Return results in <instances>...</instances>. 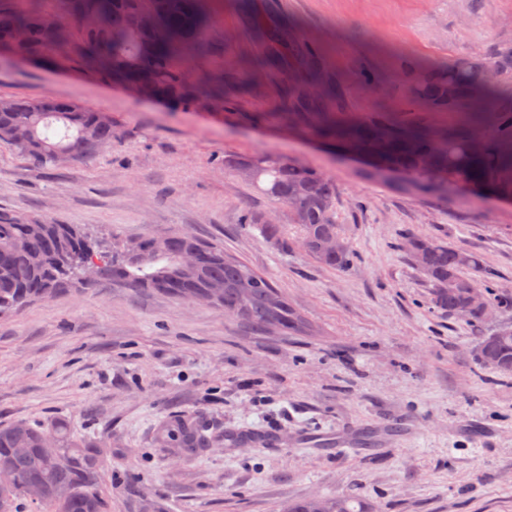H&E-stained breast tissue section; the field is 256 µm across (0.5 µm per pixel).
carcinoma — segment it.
<instances>
[{"label":"carcinoma","mask_w":512,"mask_h":512,"mask_svg":"<svg viewBox=\"0 0 512 512\" xmlns=\"http://www.w3.org/2000/svg\"><path fill=\"white\" fill-rule=\"evenodd\" d=\"M209 0H66V21L41 10L36 0H15L0 6V47L14 60L74 58L86 71L114 83L146 85L163 99L185 106L201 100L232 104L255 89L256 72L283 66L277 54L226 80L205 74L193 81L180 59L206 46ZM155 15L149 29L134 26L132 16ZM270 45L288 43V53L304 58L308 67L301 82L283 84L281 94L291 107L277 119L303 125L318 139L353 144L380 162L397 168L415 186L434 176L465 190L496 197L512 196V102L497 88L512 82V44L491 52L476 50L448 63L435 75L423 73L415 92L432 105L466 107L478 114L488 136L483 149L470 150L478 139L466 129L437 131L423 123L391 124L380 116L356 123L342 120L328 107L338 90L315 67L317 48L287 38L263 19L254 21ZM0 110V140L26 156L59 164L82 159L112 144V123L76 102L52 96L7 99ZM233 169H251L249 181L285 209L287 223L300 231L302 248L318 264L345 268L351 251L324 250L340 235L336 224V183L317 171L271 154L229 161ZM265 213L248 210L243 223L255 224L269 240H279L281 225L263 220ZM420 235L407 233L403 245L432 287V301L451 312L464 301V289L481 287L493 276L480 256L467 249L434 241L427 252L417 248ZM89 273L86 287L107 282L120 288H153L176 298L224 309V315L266 334L303 335L309 326L280 290L244 262L186 233L168 231L135 241L114 236L97 240L77 224L0 211V315L52 297ZM448 287H442V284ZM512 326L505 324L482 336L492 364L480 365L512 375ZM55 449L48 459L45 449ZM105 449L96 439L73 437L67 419L48 427L25 422L0 424V471L15 482L0 484V501L17 512L26 500L38 512H109L101 489ZM281 512H369L354 494L292 501Z\"/></svg>","instance_id":"obj_1"}]
</instances>
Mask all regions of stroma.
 I'll return each instance as SVG.
<instances>
[{"mask_svg":"<svg viewBox=\"0 0 512 512\" xmlns=\"http://www.w3.org/2000/svg\"><path fill=\"white\" fill-rule=\"evenodd\" d=\"M206 51L190 77L236 76L269 55L253 17L320 49L344 117L467 126L458 110L412 100L426 67L512 42V0H210ZM383 75L379 87L361 68ZM285 70L232 108L144 100L75 62L0 56V98L51 95L102 112L112 144L61 166L0 141V210L136 239L181 231L223 246L266 276L313 327L254 333L217 307L102 283L0 316V423L68 419L108 440L112 512H280L289 501L355 494L373 512H512V375L485 368L478 327L437 309L400 247L412 231L478 253L512 293V203L451 187L406 189L368 165L270 119ZM275 154L336 184V222L353 260L320 266L295 228L267 240L241 221L277 205L227 167ZM201 428L180 453L163 428Z\"/></svg>","mask_w":512,"mask_h":512,"instance_id":"stroma-1","label":"stroma"}]
</instances>
